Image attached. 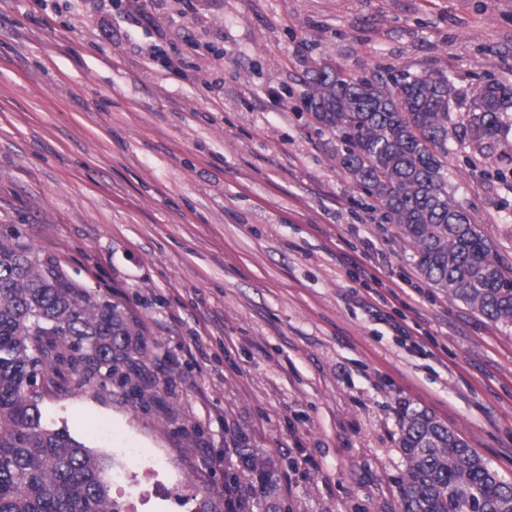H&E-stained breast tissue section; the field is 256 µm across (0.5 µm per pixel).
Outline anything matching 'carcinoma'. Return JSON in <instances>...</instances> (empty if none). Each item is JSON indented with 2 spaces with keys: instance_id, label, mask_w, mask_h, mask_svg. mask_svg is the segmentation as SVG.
I'll return each mask as SVG.
<instances>
[{
  "instance_id": "carcinoma-1",
  "label": "carcinoma",
  "mask_w": 512,
  "mask_h": 512,
  "mask_svg": "<svg viewBox=\"0 0 512 512\" xmlns=\"http://www.w3.org/2000/svg\"><path fill=\"white\" fill-rule=\"evenodd\" d=\"M455 103L444 73L390 68L369 80L333 62L310 71L302 94L312 123L336 136L337 166L377 201L426 282L512 326V262L448 191ZM510 112L512 85H476L465 115L473 149H494ZM144 356L126 311L18 233L0 234V512H120L106 459L48 427L32 386L57 389L67 372L78 389L115 384L141 398ZM399 448L402 512H512V482L426 411L402 416Z\"/></svg>"
}]
</instances>
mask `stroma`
I'll return each mask as SVG.
<instances>
[{
    "instance_id": "35a3bbf8",
    "label": "stroma",
    "mask_w": 512,
    "mask_h": 512,
    "mask_svg": "<svg viewBox=\"0 0 512 512\" xmlns=\"http://www.w3.org/2000/svg\"><path fill=\"white\" fill-rule=\"evenodd\" d=\"M0 0V229L135 320L145 395L45 393L46 422L125 465L161 458L227 512H401L404 411L448 423L512 482V328L425 283L310 124L326 60L512 85V0ZM155 52L154 70L143 65ZM224 85L212 84L213 66ZM456 199L512 259V159L448 147ZM387 302L371 308L374 296ZM245 448L269 482H248Z\"/></svg>"
}]
</instances>
